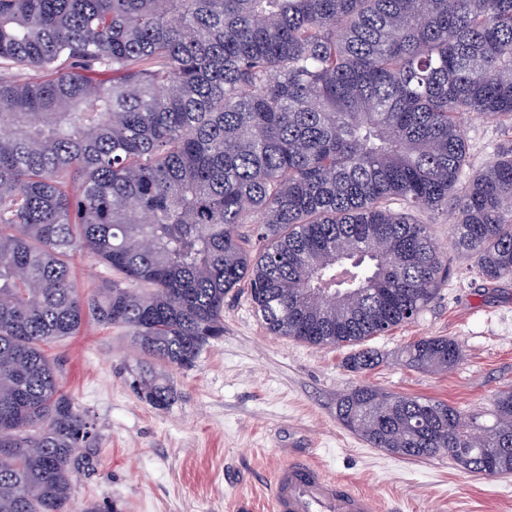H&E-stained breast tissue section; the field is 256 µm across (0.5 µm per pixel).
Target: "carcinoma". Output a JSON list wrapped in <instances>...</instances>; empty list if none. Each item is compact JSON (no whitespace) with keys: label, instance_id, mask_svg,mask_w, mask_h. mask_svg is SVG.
I'll return each mask as SVG.
<instances>
[{"label":"carcinoma","instance_id":"1","mask_svg":"<svg viewBox=\"0 0 512 512\" xmlns=\"http://www.w3.org/2000/svg\"><path fill=\"white\" fill-rule=\"evenodd\" d=\"M466 114L512 125V0H0V512H69L93 466L44 350L88 323L190 368L244 285L271 334L357 345L368 371L365 342L436 298L419 216L450 208L477 277L512 281V153L465 178ZM81 251L120 279L84 295ZM406 358L463 350L426 336ZM336 417L391 455L512 474L511 383L490 423L370 386Z\"/></svg>","mask_w":512,"mask_h":512}]
</instances>
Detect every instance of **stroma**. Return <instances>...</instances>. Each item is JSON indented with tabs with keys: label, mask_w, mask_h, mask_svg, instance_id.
<instances>
[{
	"label": "stroma",
	"mask_w": 512,
	"mask_h": 512,
	"mask_svg": "<svg viewBox=\"0 0 512 512\" xmlns=\"http://www.w3.org/2000/svg\"><path fill=\"white\" fill-rule=\"evenodd\" d=\"M472 169L512 150V128L462 121ZM448 256L437 299L417 318L371 340L373 370L346 366L350 347L322 348L271 335L246 292L224 302V334L195 366L155 362L128 329L88 325L46 348L58 379L88 416L95 465L78 474L73 506L115 503L119 512H235L237 499L270 512L276 467L309 457L377 499V512H512V475L487 479L448 457L411 461L369 447L336 418V402L360 385L439 399L489 414L512 381V281L483 285L449 239L452 216H428ZM425 336L457 340L464 359L446 372L410 367L406 346ZM154 370L174 402L157 410L132 387Z\"/></svg>",
	"instance_id": "35a3bbf8"
}]
</instances>
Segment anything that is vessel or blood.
Returning a JSON list of instances; mask_svg holds the SVG:
<instances>
[{
	"label": "vessel or blood",
	"instance_id": "b4317fda",
	"mask_svg": "<svg viewBox=\"0 0 512 512\" xmlns=\"http://www.w3.org/2000/svg\"><path fill=\"white\" fill-rule=\"evenodd\" d=\"M271 512H374L366 494L326 474L320 464L295 459L274 473Z\"/></svg>",
	"mask_w": 512,
	"mask_h": 512
}]
</instances>
